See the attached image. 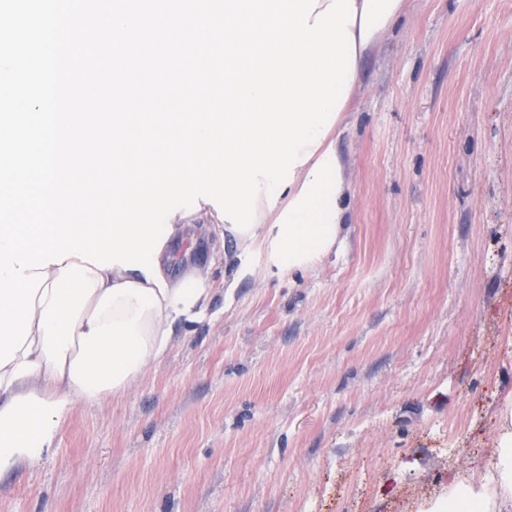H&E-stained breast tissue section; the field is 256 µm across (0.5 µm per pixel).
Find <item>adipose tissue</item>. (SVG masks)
<instances>
[{"mask_svg":"<svg viewBox=\"0 0 512 512\" xmlns=\"http://www.w3.org/2000/svg\"><path fill=\"white\" fill-rule=\"evenodd\" d=\"M354 78L402 14L405 0H354ZM348 184L333 136H325L275 205L256 201L257 223L233 233L237 250L258 249L265 271L280 276L319 265L346 220ZM35 295L30 334L0 368V477L39 461L77 402L120 396L162 359L178 328L208 319V271L196 268L157 287L143 271L100 270L72 256L49 264ZM493 468L453 484L450 512H512V410L501 413Z\"/></svg>","mask_w":512,"mask_h":512,"instance_id":"ef3b65f1","label":"adipose tissue"}]
</instances>
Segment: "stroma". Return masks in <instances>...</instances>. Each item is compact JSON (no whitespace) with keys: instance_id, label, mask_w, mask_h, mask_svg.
Segmentation results:
<instances>
[{"instance_id":"35a3bbf8","label":"stroma","mask_w":512,"mask_h":512,"mask_svg":"<svg viewBox=\"0 0 512 512\" xmlns=\"http://www.w3.org/2000/svg\"><path fill=\"white\" fill-rule=\"evenodd\" d=\"M341 240L225 297L118 398L76 404L0 512H431L512 401V0H405L338 128Z\"/></svg>"}]
</instances>
